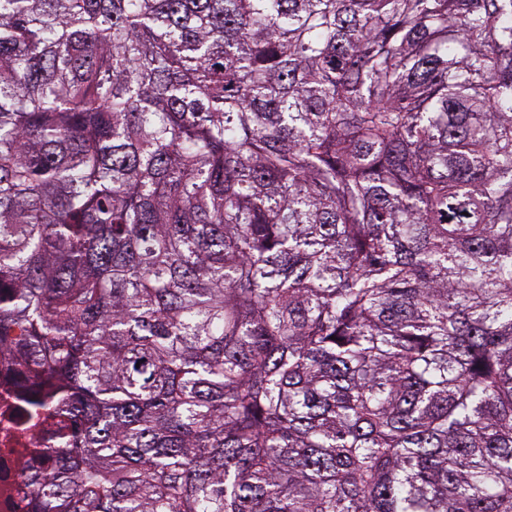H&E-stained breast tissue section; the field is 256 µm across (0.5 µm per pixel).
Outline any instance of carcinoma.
<instances>
[{"instance_id": "1", "label": "carcinoma", "mask_w": 512, "mask_h": 512, "mask_svg": "<svg viewBox=\"0 0 512 512\" xmlns=\"http://www.w3.org/2000/svg\"><path fill=\"white\" fill-rule=\"evenodd\" d=\"M31 512H512V0H0V353Z\"/></svg>"}]
</instances>
